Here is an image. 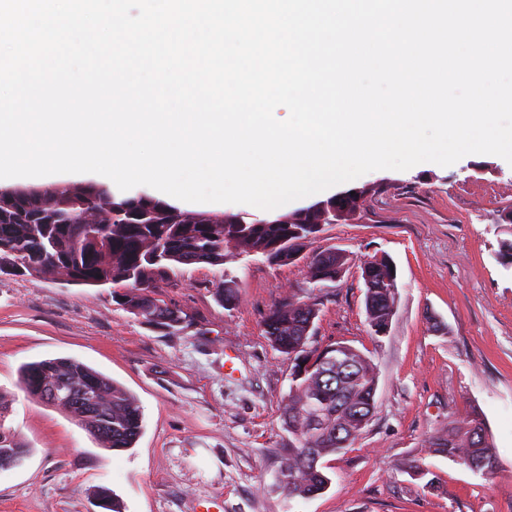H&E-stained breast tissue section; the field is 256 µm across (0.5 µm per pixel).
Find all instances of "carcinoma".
<instances>
[{
    "mask_svg": "<svg viewBox=\"0 0 512 512\" xmlns=\"http://www.w3.org/2000/svg\"><path fill=\"white\" fill-rule=\"evenodd\" d=\"M323 210H297L272 221L239 223L235 215L193 213L149 195L116 197L106 187L81 183L16 189L0 195V259L20 267L18 276L56 275L75 285L121 288L115 295L129 313L171 332L184 328L181 311L154 297V288L172 282L189 265L222 267L237 251L288 264L282 242L292 231L298 239H312L323 231ZM349 264L330 249L317 253L306 265V280L314 288L336 282V267ZM368 325L392 320L396 293L383 263L364 262ZM216 299L230 307L237 298V281L224 273ZM313 300H290L272 309L263 322L270 342L293 362V388L283 407L282 422L292 440L282 455L281 474L286 496L308 498L325 491L331 479L324 468L313 467L345 450L336 443V428L347 423V411L374 412L378 382L374 362L356 351L345 355L342 376L323 374L321 354L308 348L310 319L318 316ZM68 376L91 386L99 414L93 423L102 447L124 451L134 446L143 429L136 399L106 375L74 359H46L21 368V384L31 396L44 380ZM10 403L0 395V468L15 465L25 446L5 426ZM318 409L321 428L306 430L310 410ZM434 451L486 476L494 474L497 456L491 434L480 413L448 424L433 437Z\"/></svg>",
    "mask_w": 512,
    "mask_h": 512,
    "instance_id": "carcinoma-1",
    "label": "carcinoma"
}]
</instances>
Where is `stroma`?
I'll use <instances>...</instances> for the list:
<instances>
[{"instance_id": "obj_1", "label": "stroma", "mask_w": 512, "mask_h": 512, "mask_svg": "<svg viewBox=\"0 0 512 512\" xmlns=\"http://www.w3.org/2000/svg\"><path fill=\"white\" fill-rule=\"evenodd\" d=\"M364 197L356 215L327 225L287 265L230 257L224 269L193 265L157 298L188 325L169 332L137 318L111 288L0 272V394L6 424L25 445L0 470V512H105L100 490L123 512H512V266L497 223L512 207V165L496 155L454 165L376 170L338 192ZM328 248L351 263L341 279L310 289L304 260ZM386 255L398 297L386 335L365 316L362 262ZM237 300L215 299L222 270ZM317 298L313 345H351L377 366L373 416L344 453L328 457L322 494L287 500L277 487L289 434L281 421L292 364L263 332L271 309ZM436 316L442 331L428 322ZM70 358L111 377L138 400L144 429L133 448L99 447L59 410L32 399L22 365ZM480 412L493 436L492 477L434 454L431 437ZM417 459L434 487L411 477Z\"/></svg>"}]
</instances>
